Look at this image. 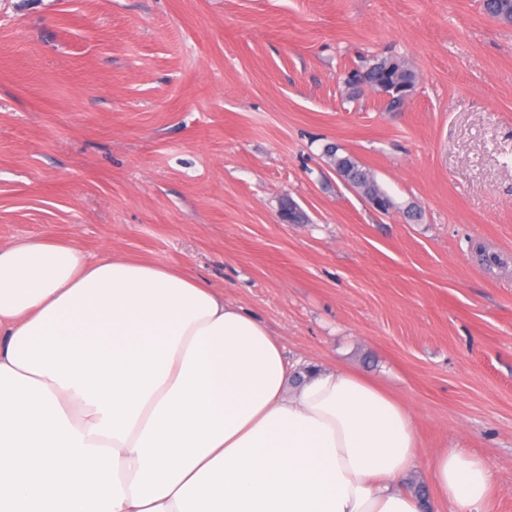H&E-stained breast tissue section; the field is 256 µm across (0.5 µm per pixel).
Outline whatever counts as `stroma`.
Here are the masks:
<instances>
[{"label":"stroma","instance_id":"obj_1","mask_svg":"<svg viewBox=\"0 0 512 512\" xmlns=\"http://www.w3.org/2000/svg\"><path fill=\"white\" fill-rule=\"evenodd\" d=\"M377 55L417 76L404 111L342 91ZM36 234L222 290L411 411L429 508L456 447L512 512V25L482 0H0V243ZM323 156L340 181L356 189L369 203H376L383 213L396 207L392 198L377 183L371 169L351 153L336 145L327 147Z\"/></svg>","mask_w":512,"mask_h":512}]
</instances>
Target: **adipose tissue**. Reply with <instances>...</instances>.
<instances>
[{
    "label": "adipose tissue",
    "instance_id": "obj_1",
    "mask_svg": "<svg viewBox=\"0 0 512 512\" xmlns=\"http://www.w3.org/2000/svg\"><path fill=\"white\" fill-rule=\"evenodd\" d=\"M222 291L158 262L0 244V512H421L412 413L339 370L296 378ZM439 500L494 472L449 448Z\"/></svg>",
    "mask_w": 512,
    "mask_h": 512
}]
</instances>
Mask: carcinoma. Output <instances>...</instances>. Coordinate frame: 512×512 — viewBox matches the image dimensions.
Returning a JSON list of instances; mask_svg holds the SVG:
<instances>
[{
	"instance_id": "obj_1",
	"label": "carcinoma",
	"mask_w": 512,
	"mask_h": 512,
	"mask_svg": "<svg viewBox=\"0 0 512 512\" xmlns=\"http://www.w3.org/2000/svg\"><path fill=\"white\" fill-rule=\"evenodd\" d=\"M483 10L498 21L509 20L512 18V0H483ZM342 84L350 99L363 96L365 86L375 91L383 90L388 93L383 98L386 111L399 112L414 91L416 74L403 60L372 57L348 71ZM323 156L337 178L356 189L367 201L376 203L385 213L395 208L394 201L377 183L371 169L351 153L336 145L327 147Z\"/></svg>"
}]
</instances>
